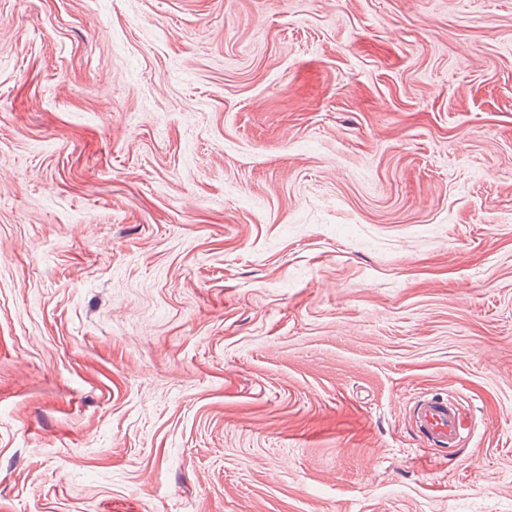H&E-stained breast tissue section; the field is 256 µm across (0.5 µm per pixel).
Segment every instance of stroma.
Instances as JSON below:
<instances>
[{"label": "stroma", "instance_id": "stroma-1", "mask_svg": "<svg viewBox=\"0 0 512 512\" xmlns=\"http://www.w3.org/2000/svg\"><path fill=\"white\" fill-rule=\"evenodd\" d=\"M0 512H512V0H0ZM415 417L424 437L436 449L456 448L463 438L464 420L459 408L451 401H419Z\"/></svg>", "mask_w": 512, "mask_h": 512}]
</instances>
